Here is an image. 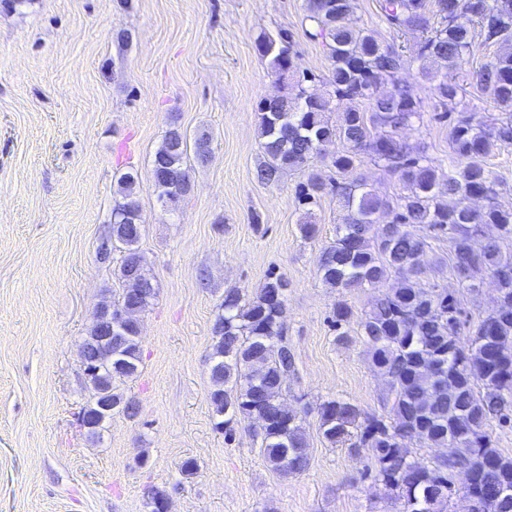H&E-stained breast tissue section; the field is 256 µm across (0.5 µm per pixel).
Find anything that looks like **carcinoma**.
Here are the masks:
<instances>
[{
  "mask_svg": "<svg viewBox=\"0 0 512 512\" xmlns=\"http://www.w3.org/2000/svg\"><path fill=\"white\" fill-rule=\"evenodd\" d=\"M356 9L357 0H306L304 34L325 50L327 95L309 91L317 75L304 72L286 92L257 107V181L277 184L284 174L299 172L304 181L296 194L302 205L331 194L345 211L336 238L321 255L324 283L342 295L393 280L358 322L372 366L385 381L384 413L369 415L347 399L328 398L318 408L320 431L332 447L368 452L364 477L402 500L403 512H448L459 467L472 474L467 496L490 506V512H512V497L497 496L498 487L512 488V455L503 453L488 431L490 422L505 423L512 412V208L497 202L498 181L487 165L501 144L512 143V120L484 121L462 103V86L448 79L478 47L512 46V0H380L387 29L415 39L419 74L433 83L434 116L449 121L443 178L425 144L400 136L424 115L413 86L397 79L410 60L403 47L357 24ZM256 48L272 73L291 66L294 44L287 33L262 34ZM476 88L500 109H512V51L480 66ZM330 112L341 113L339 123L330 121ZM336 142L342 148L328 151ZM190 147L197 160L207 161L210 134L199 133L190 146L186 133L171 126L152 158L158 197L173 208L180 199L170 198V185L188 172ZM316 161L338 178L325 181L314 170ZM367 162L396 176L407 193L382 197L363 176L347 178ZM136 183V175L121 174L112 206L122 286L112 306L127 313L124 324L112 328V335L123 337L112 343L121 364L97 378L129 418L137 416L138 404L117 391L115 382L138 369L136 315L156 296L138 248L144 225ZM441 239L448 241L449 253L437 260L436 273L450 274L464 288H476L480 276L496 284V306L473 323L466 345L458 297L419 286L418 259L429 241ZM285 283L282 276L270 277L251 294L224 291L211 326L209 399L215 427L227 435L235 422L264 415L266 424L255 433L260 452L273 471L287 477L305 472L310 458L301 411L281 400L295 372L282 320ZM333 317L340 326L350 323L354 312L339 300ZM455 435L464 439L453 452L427 465L413 458L410 445L443 448Z\"/></svg>",
  "mask_w": 512,
  "mask_h": 512,
  "instance_id": "carcinoma-1",
  "label": "carcinoma"
}]
</instances>
